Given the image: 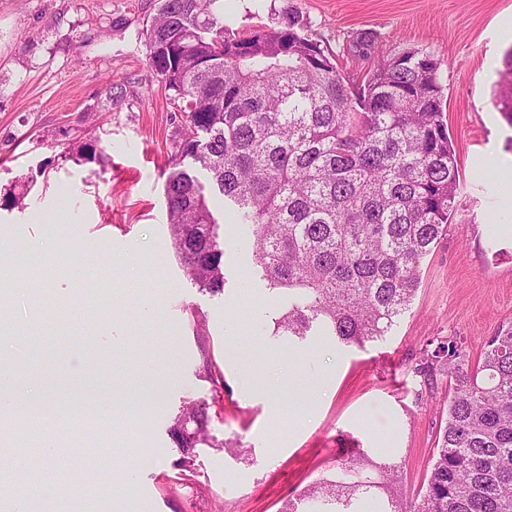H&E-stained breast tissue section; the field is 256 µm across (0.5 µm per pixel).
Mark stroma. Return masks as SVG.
Wrapping results in <instances>:
<instances>
[{
	"label": "stroma",
	"instance_id": "stroma-1",
	"mask_svg": "<svg viewBox=\"0 0 512 512\" xmlns=\"http://www.w3.org/2000/svg\"><path fill=\"white\" fill-rule=\"evenodd\" d=\"M157 0H0V243L25 256L41 242L54 270L0 277V311L15 325L33 310L37 331L0 335V357H30L27 385L53 405L81 407L66 446L87 447L99 472L148 449L110 499L85 463L59 470L16 457L0 479L41 493L30 512H279L334 460L361 450L402 465L406 488L424 479L447 417L448 379L422 386L413 367L430 342L463 339L471 360L499 325L512 322V0H224L236 28H280L300 12L325 53L361 68L343 47L360 34L379 55L404 48L441 62L445 115L460 169L456 206L425 258L412 307L388 335L346 347L312 332L272 335L278 311L241 225L226 223L224 198L209 193L224 238V290H201L171 246L164 173L172 108L148 68L144 30ZM124 98L102 109L106 79ZM93 145L96 159L81 153ZM152 308V319L143 311ZM125 341L113 345L114 333ZM226 387L209 430L236 437L241 459L197 451L196 473L179 482L168 435L189 400L210 399L203 361ZM243 372L281 373L283 391L251 395ZM159 393L147 413L105 401Z\"/></svg>",
	"mask_w": 512,
	"mask_h": 512
}]
</instances>
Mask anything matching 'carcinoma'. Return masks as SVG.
<instances>
[{
    "label": "carcinoma",
    "instance_id": "1",
    "mask_svg": "<svg viewBox=\"0 0 512 512\" xmlns=\"http://www.w3.org/2000/svg\"><path fill=\"white\" fill-rule=\"evenodd\" d=\"M302 18L239 32L223 0H158L145 31L148 67L178 118L164 185L180 264L199 287L224 290V242L206 190L251 230L255 262L279 312L274 336L318 328L345 346L387 336L411 308L420 266L448 231L460 170L444 115L440 62L402 49L379 59L360 36L347 53L372 62L345 75ZM126 90L107 81L105 106ZM204 172L200 180L198 172ZM414 373L448 377L447 417L417 494L401 465L368 454L333 461L280 512H512V323L471 362L438 340ZM210 404L190 401L169 428L189 480L195 448H240L209 436Z\"/></svg>",
    "mask_w": 512,
    "mask_h": 512
}]
</instances>
